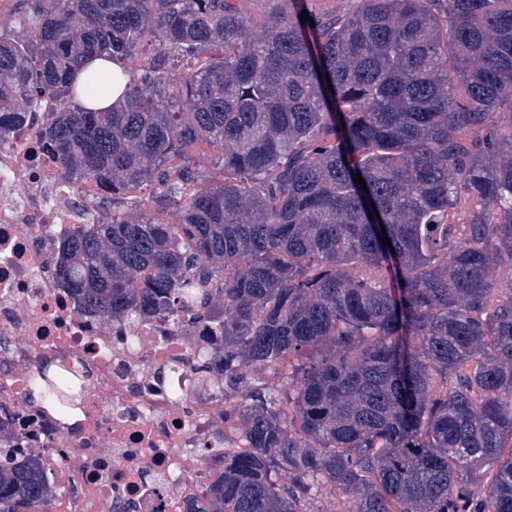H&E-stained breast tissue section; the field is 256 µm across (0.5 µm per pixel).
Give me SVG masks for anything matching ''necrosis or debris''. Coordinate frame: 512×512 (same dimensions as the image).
Returning a JSON list of instances; mask_svg holds the SVG:
<instances>
[{
  "label": "necrosis or debris",
  "instance_id": "obj_1",
  "mask_svg": "<svg viewBox=\"0 0 512 512\" xmlns=\"http://www.w3.org/2000/svg\"><path fill=\"white\" fill-rule=\"evenodd\" d=\"M100 214L38 130L0 144V444L39 457L63 512H182L224 454V408L199 370L216 339L80 312L54 240Z\"/></svg>",
  "mask_w": 512,
  "mask_h": 512
}]
</instances>
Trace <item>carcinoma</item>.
I'll use <instances>...</instances> for the list:
<instances>
[{"mask_svg": "<svg viewBox=\"0 0 512 512\" xmlns=\"http://www.w3.org/2000/svg\"><path fill=\"white\" fill-rule=\"evenodd\" d=\"M10 2L0 142L52 102L63 180L112 194L110 219L56 240L58 281L105 326L184 309L221 337L207 369L244 447L183 512H327L326 488L342 512H512V284L492 279L512 268V127L492 121L512 0L309 22L285 0L258 37L232 0ZM100 57L129 76L106 110L81 100L112 88ZM151 186L175 223L118 208ZM54 502L39 459L0 445V512Z\"/></svg>", "mask_w": 512, "mask_h": 512, "instance_id": "1", "label": "carcinoma"}]
</instances>
